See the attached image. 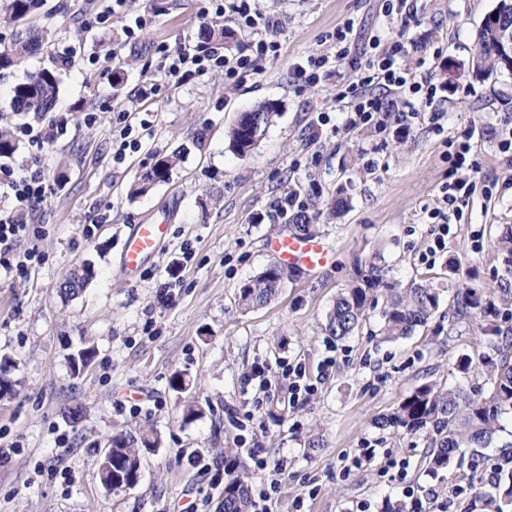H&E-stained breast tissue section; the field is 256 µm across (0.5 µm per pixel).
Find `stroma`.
Instances as JSON below:
<instances>
[{"label":"stroma","mask_w":512,"mask_h":512,"mask_svg":"<svg viewBox=\"0 0 512 512\" xmlns=\"http://www.w3.org/2000/svg\"><path fill=\"white\" fill-rule=\"evenodd\" d=\"M412 4L406 22L387 15L385 0H255L280 22L271 34L279 57L240 84L216 73L171 86L156 48L202 43L198 0H126L123 15L90 27L86 18L104 0H41L28 23L49 28L53 38L42 54L0 70V124L21 122L10 108L17 83L60 54L72 63L59 72L52 139L20 141L0 160L17 174L41 170L49 185L45 200L24 211L27 223L43 229L42 263L22 278L0 268V357L15 361L17 382L0 399V512H171L189 502L220 512L224 487L198 472L191 453L232 464L253 489L262 477L256 448L268 461L287 462L275 512H294L299 497L303 512L365 504L380 512L404 497L383 459L351 464L368 447L408 460L416 494L447 501V512H470L468 500L448 497L459 484L485 494L480 508L493 512L486 479L512 456V415L491 447L467 452L440 478L427 470L421 438L377 424L425 383L488 388L483 362L494 352L481 329H512V262L493 246L512 225V167L498 150L500 134L512 130V75L471 70L476 34L497 0ZM148 13L152 27L128 42L126 18ZM346 21L353 24L348 58L318 85L295 82L294 63L334 54L328 35ZM400 31L409 40L403 66L429 76L441 98L407 135L342 129L336 86L356 81L370 38ZM144 87L151 91L145 100L137 96ZM263 101L277 106L273 122L249 154L237 155L228 132L238 113ZM121 109L148 121L152 134L117 162L112 128ZM321 112L339 133L317 132ZM467 130L476 189L462 218L450 221L446 252L428 264L422 256L431 243L429 213L448 180L447 141ZM177 152L182 158L167 182L131 196L142 171ZM291 192L314 210L334 256L317 274L293 275L268 304L242 309L238 288L271 261L267 240L288 232L291 219L278 205ZM341 194L350 207L337 216L331 204ZM151 218L169 221V239L138 280H127L116 270L125 234ZM186 243L195 257L184 269ZM373 263L389 281L442 289L441 305L397 341L380 340L376 309L354 336L336 339L326 315L337 293L361 282ZM83 264L93 271L89 284L78 297H61L60 283ZM465 286L491 293L487 310L466 320L453 311ZM84 344L96 355L77 377L70 356ZM466 354L480 365L463 374L457 362ZM257 362L302 365L313 392L294 405L284 387L263 399L250 379ZM177 373L189 379L186 390L171 389ZM258 400L263 416L248 420ZM188 402L201 407L197 419L183 420ZM77 406L83 414L74 423L67 413ZM145 428L161 445L144 453L138 484L106 491L96 461L108 436Z\"/></svg>","instance_id":"35a3bbf8"}]
</instances>
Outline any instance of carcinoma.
Here are the masks:
<instances>
[{"label": "carcinoma", "mask_w": 512, "mask_h": 512, "mask_svg": "<svg viewBox=\"0 0 512 512\" xmlns=\"http://www.w3.org/2000/svg\"><path fill=\"white\" fill-rule=\"evenodd\" d=\"M40 0H9V20L17 22L33 14ZM503 26L494 24L486 17L477 33L476 52L472 61L478 72L498 71L499 42L503 37ZM49 32L27 28L16 36L8 50L0 52V69L19 65L27 58L38 54L48 43ZM59 95V76L56 69H42L15 85L12 109L17 113L43 119L53 111ZM259 117L260 128L249 132L244 123L234 124L229 131L232 149L243 155L266 133L275 113L274 105L260 103L250 108ZM13 133L0 129V157H8L17 150ZM179 156H164L141 173L131 190V195L146 193L156 183L165 181L176 166ZM312 216L303 207L292 217L289 225L293 234L312 235L315 225ZM292 276V271L276 261L269 262L253 279L239 288L241 305L250 308L261 306L272 300L282 285ZM89 278L71 272L65 283L60 285L61 295L72 298L86 287ZM384 292L385 306L381 312L383 325L380 335L385 340L408 336L418 327L427 324L439 307L438 289L428 285L413 284L409 288H398L383 282L376 275L364 281V285L347 288L336 295L327 314V330L338 339H345L367 321L369 309L375 305L372 294ZM490 303L485 291L463 288L456 294L455 312L458 315H473ZM485 340L497 351V359L487 362L489 370V391L473 389H444L426 383L406 396L389 414L377 421L384 429L403 431L424 438L426 447L431 449L428 471L436 475L462 460L468 449L487 447L501 431V418L512 415V336L504 335L496 326L484 328ZM13 361L0 358V396L11 393L17 381L10 377ZM160 440L147 431L140 433L117 432L112 435V461L101 457L98 475L102 485H107L106 464L121 470H130L141 465L142 452L157 448ZM496 496L491 500L495 512H509L512 509V473L499 479L495 486ZM250 495L244 482L236 477L227 478L224 487V512H249Z\"/></svg>", "instance_id": "obj_1"}]
</instances>
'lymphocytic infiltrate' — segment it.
Here are the masks:
<instances>
[{"label": "lymphocytic infiltrate", "instance_id": "obj_1", "mask_svg": "<svg viewBox=\"0 0 512 512\" xmlns=\"http://www.w3.org/2000/svg\"><path fill=\"white\" fill-rule=\"evenodd\" d=\"M199 16L209 22L221 20L235 27L252 31L253 54L226 56L220 46H161L159 53L164 62L165 75L172 85L184 80L203 77L213 71H223L230 82L240 81L245 75L257 73L260 63L267 57L277 56L278 42L268 39L267 34L278 27L279 21L257 12L252 0H200ZM352 22L338 26L334 34L335 55L308 57L306 62L296 63L294 77L306 84L325 80L336 63L347 58L348 42ZM374 52L358 67L356 82L339 86L334 99L345 112L344 126L348 129L370 128L377 132L386 131L389 120H396L397 131L409 133L422 107L436 100L437 87L430 79L411 73L400 60L407 53V42L403 35H396L383 41H375ZM473 149L470 136L449 142L448 160L451 164V179L442 188L441 206L434 211L437 220L434 238L428 247L425 261L435 260L444 253L448 241V218L460 216L475 190V175L478 171L469 155ZM5 191L1 196L11 200L8 208H0V267L20 275H28L43 257L38 247L32 246L22 252H14L13 245L20 238L29 235L20 208L22 205L42 201L49 186L40 171L14 176L6 173L0 181Z\"/></svg>", "mask_w": 512, "mask_h": 512}]
</instances>
